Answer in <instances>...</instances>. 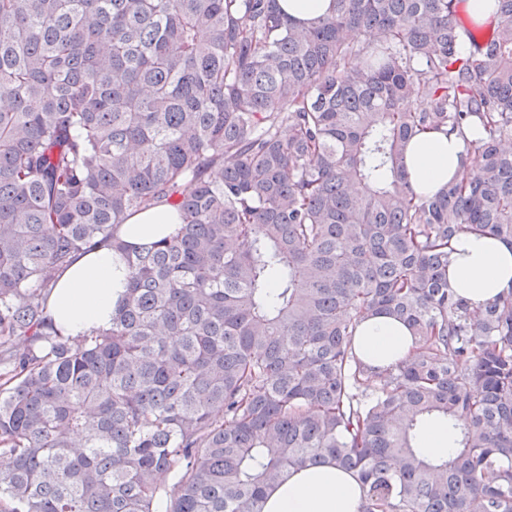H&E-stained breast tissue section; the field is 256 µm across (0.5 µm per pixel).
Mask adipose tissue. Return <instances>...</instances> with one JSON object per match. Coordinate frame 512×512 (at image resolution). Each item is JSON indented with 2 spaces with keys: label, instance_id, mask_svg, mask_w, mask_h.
Listing matches in <instances>:
<instances>
[{
  "label": "adipose tissue",
  "instance_id": "ef3b65f1",
  "mask_svg": "<svg viewBox=\"0 0 512 512\" xmlns=\"http://www.w3.org/2000/svg\"><path fill=\"white\" fill-rule=\"evenodd\" d=\"M436 131L412 139L406 147V166L412 186L432 194L441 190L459 167L465 141L476 138ZM181 216L165 204L129 217L118 229L128 246L173 235ZM450 288L472 306H480L512 286V248L498 239L460 234L452 244ZM127 259L109 246L78 253L58 275L49 298L50 316L57 329L77 337L109 327L112 313L123 299ZM414 344L409 329L386 315L365 320L357 345L371 364H386L406 357ZM360 491L347 473L326 464L301 468L270 490L264 512H357Z\"/></svg>",
  "mask_w": 512,
  "mask_h": 512
}]
</instances>
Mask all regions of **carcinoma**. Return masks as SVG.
<instances>
[{"instance_id":"carcinoma-1","label":"carcinoma","mask_w":512,"mask_h":512,"mask_svg":"<svg viewBox=\"0 0 512 512\" xmlns=\"http://www.w3.org/2000/svg\"><path fill=\"white\" fill-rule=\"evenodd\" d=\"M331 2L0 0V512H263L325 464L358 512H512V285L448 288L460 234L512 247V0L484 40L458 0ZM475 126L416 191L407 143ZM158 204L112 325L62 334L59 271ZM281 8L288 14L307 22L328 8L330 0H281ZM182 224L181 216L171 207L158 204L129 217L118 229V237L130 247L173 235ZM357 345L366 361L373 365L387 364L406 357L414 338L402 323L387 315H377L365 320L359 327ZM451 438L443 428H428L424 436L425 450L433 456H450L452 453Z\"/></svg>"}]
</instances>
